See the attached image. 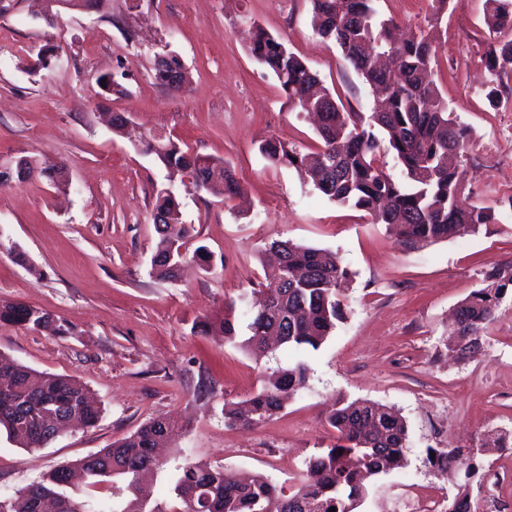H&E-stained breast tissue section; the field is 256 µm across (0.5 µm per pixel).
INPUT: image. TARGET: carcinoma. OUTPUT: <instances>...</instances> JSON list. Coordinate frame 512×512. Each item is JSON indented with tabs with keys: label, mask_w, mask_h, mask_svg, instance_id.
<instances>
[{
	"label": "carcinoma",
	"mask_w": 512,
	"mask_h": 512,
	"mask_svg": "<svg viewBox=\"0 0 512 512\" xmlns=\"http://www.w3.org/2000/svg\"><path fill=\"white\" fill-rule=\"evenodd\" d=\"M314 26L324 39L334 42L345 60L359 74L377 102L366 116L347 112L325 88L316 71L293 52L280 51L283 40L258 24L252 25L248 45L251 57L279 82L288 104L320 115V146L303 153L273 137L259 150L274 166L292 167L305 174L314 189L328 199L367 212L390 232L405 250L418 251L440 241L476 232L494 220L489 206H464L458 199L464 170L466 128L451 118L453 111L434 80L436 53L424 30L404 39L396 37L398 23L379 17L375 0H310ZM489 41L484 53L487 70L486 98L493 107L502 101L501 80L512 75V0H485ZM387 140L401 169L397 178L381 161V142ZM142 149L155 156L170 181L195 171L202 180L189 182L196 190L224 191V200L240 194L241 186L231 166L220 160L183 150L172 138L148 133ZM159 243L151 271L173 281L189 229L183 224L180 203L166 188L155 192L153 209ZM270 249L280 263L264 271V300L256 311L246 295L230 301L224 313L194 322L201 334L219 330L234 342L238 314L250 316V335L240 347L250 353L266 351V337H280V344L318 348L342 320L339 296L351 274L336 253L278 240ZM512 288V264L484 274L456 309L455 334L446 348L466 359L481 346L496 309ZM47 313L21 303L1 302L0 322L35 331ZM309 367L297 362L282 370L251 398L224 405L230 425L257 426L280 412L282 395L306 387ZM11 402L0 401V432L19 448H42L53 442L45 418L75 414L94 426L101 407L86 386L67 375L49 374L15 363L0 355V383ZM336 432V444L310 457L297 483L286 491L268 480L231 475L224 468L192 462L174 478L170 500L141 497L143 482L154 474L158 462L147 463L148 451L175 421L153 418L130 436L98 452L96 460L82 467L87 486L95 487L119 477L122 486L110 498H95L68 491L62 466L40 481L0 496V512H69V503L80 512H353L354 503L367 493L365 481L402 467L408 438L407 425L393 408L369 400L340 398L326 416ZM512 441L505 432H489L478 443L462 448H430L431 467L449 468L471 480L479 471L478 455L485 448H504ZM445 512H474L468 490L457 494Z\"/></svg>",
	"instance_id": "obj_1"
}]
</instances>
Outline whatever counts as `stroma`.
I'll list each match as a JSON object with an SVG mask.
<instances>
[{
    "mask_svg": "<svg viewBox=\"0 0 512 512\" xmlns=\"http://www.w3.org/2000/svg\"><path fill=\"white\" fill-rule=\"evenodd\" d=\"M260 24L314 69L349 112L373 97L340 49L321 38L309 0H105L60 9L11 0L0 13V158L28 156L64 168L68 189L34 178L0 184V301L69 321L67 336L0 323V353L38 371L85 384L102 408L95 427L67 431L43 448L0 435V493L96 453L158 416L179 427L150 481L154 498L190 462L258 473L291 487L304 463L335 443L325 415L337 396L397 410L408 427L403 468L374 477L354 512H392L399 497L453 500L457 473L440 475L428 448H465L491 430L512 432V296H506L472 358H448L451 315L485 271L512 262V102L485 97L484 0H462L435 25L437 84L470 131L460 198L493 207L477 233L403 250L387 225L329 200L294 168L261 155L274 136L315 150L312 122L289 106L274 75L248 53ZM55 49L31 72L33 48ZM173 51L189 76L178 92L154 78L156 54ZM126 70L125 90L97 79ZM128 116L113 134L107 114ZM149 130L191 152L228 162L242 194L198 191L168 181L140 149ZM169 185L190 230L187 252L206 246L181 279L151 273L155 191ZM292 240L336 252L351 273L344 318L319 347H279L263 357L223 337L193 333L222 314L262 274V249ZM306 362V388L258 426L224 421V405L248 399L264 379ZM476 512H512V447L486 452L469 489Z\"/></svg>",
    "mask_w": 512,
    "mask_h": 512,
    "instance_id": "obj_1",
    "label": "stroma"
}]
</instances>
